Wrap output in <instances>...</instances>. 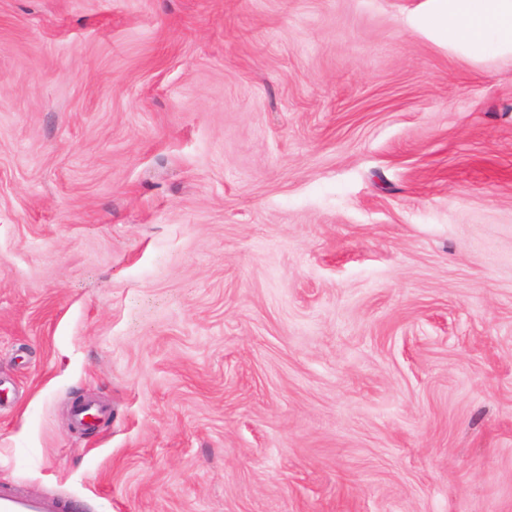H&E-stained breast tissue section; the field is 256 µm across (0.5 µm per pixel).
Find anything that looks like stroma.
Returning a JSON list of instances; mask_svg holds the SVG:
<instances>
[{
    "instance_id": "obj_1",
    "label": "stroma",
    "mask_w": 512,
    "mask_h": 512,
    "mask_svg": "<svg viewBox=\"0 0 512 512\" xmlns=\"http://www.w3.org/2000/svg\"><path fill=\"white\" fill-rule=\"evenodd\" d=\"M427 8L0 0V488L512 512V57Z\"/></svg>"
}]
</instances>
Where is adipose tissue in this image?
Segmentation results:
<instances>
[{"mask_svg":"<svg viewBox=\"0 0 512 512\" xmlns=\"http://www.w3.org/2000/svg\"><path fill=\"white\" fill-rule=\"evenodd\" d=\"M427 19L453 49L512 54V0H429Z\"/></svg>","mask_w":512,"mask_h":512,"instance_id":"1","label":"adipose tissue"}]
</instances>
